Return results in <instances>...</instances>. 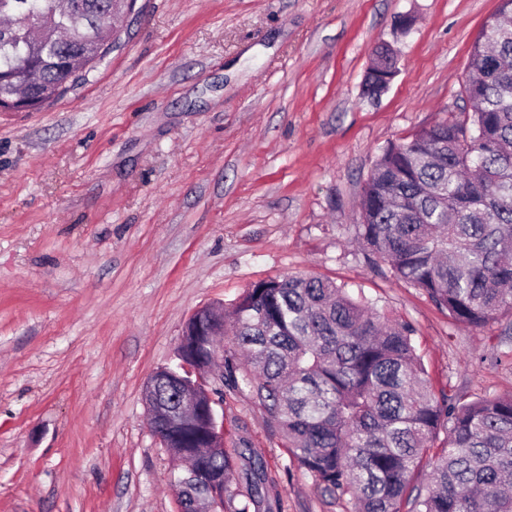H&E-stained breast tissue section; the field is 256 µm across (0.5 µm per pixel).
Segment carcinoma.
<instances>
[{
	"instance_id": "carcinoma-1",
	"label": "carcinoma",
	"mask_w": 512,
	"mask_h": 512,
	"mask_svg": "<svg viewBox=\"0 0 512 512\" xmlns=\"http://www.w3.org/2000/svg\"><path fill=\"white\" fill-rule=\"evenodd\" d=\"M128 0H0V112L44 108L112 49L104 10ZM483 28L464 86L474 105L389 144L361 201L357 238L395 276L471 328L512 316V0ZM79 57L74 72L60 61ZM30 75L50 96L17 94ZM414 330L317 277L246 289L224 312V386L248 388L287 452L327 502L354 512H512V395H435ZM181 504L224 478L217 512L263 507L268 471L250 448L210 451L195 432L171 440ZM425 481L413 483L423 464ZM240 470L244 501L229 484Z\"/></svg>"
}]
</instances>
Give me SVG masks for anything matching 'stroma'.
Returning a JSON list of instances; mask_svg holds the SVG:
<instances>
[{
    "label": "stroma",
    "mask_w": 512,
    "mask_h": 512,
    "mask_svg": "<svg viewBox=\"0 0 512 512\" xmlns=\"http://www.w3.org/2000/svg\"><path fill=\"white\" fill-rule=\"evenodd\" d=\"M137 6L85 81L0 112V512H179L144 386L197 308L275 276L331 279L410 323L434 389L512 393V319L458 325L356 233L381 150L465 108L499 0ZM384 46L397 74L371 101ZM223 412L226 450L263 458L279 512H353L291 465L248 391Z\"/></svg>",
    "instance_id": "35a3bbf8"
}]
</instances>
